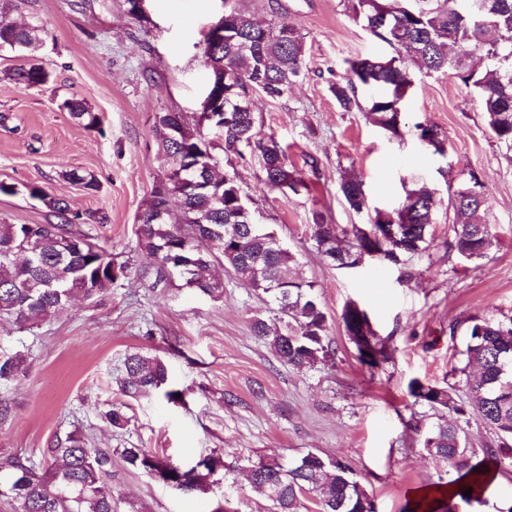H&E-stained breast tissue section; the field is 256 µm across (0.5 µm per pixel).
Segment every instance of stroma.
Here are the masks:
<instances>
[{"label": "stroma", "instance_id": "stroma-1", "mask_svg": "<svg viewBox=\"0 0 512 512\" xmlns=\"http://www.w3.org/2000/svg\"><path fill=\"white\" fill-rule=\"evenodd\" d=\"M232 6L245 17L284 21L305 37V68L278 99L256 95L259 137H274L307 185L299 193L268 188L256 152L222 161L235 171L248 207L261 215L296 257L290 271L312 283L328 319L333 361L299 372L280 363L253 336V318L268 317L266 301L214 265L224 294L211 299L180 279L161 280L137 244L136 216L167 171L155 115L181 113L196 124L209 74L202 64L208 26ZM147 20L126 0H0V20L43 22L47 32L33 56L0 49V224H46L53 214L31 198L28 185L65 199L80 213L77 232L111 252L125 273L95 302L76 299L51 320L20 326L0 320V348L27 351L28 373L0 385L12 413L0 424V462L79 432L96 448H146L181 467L223 452L230 468L208 492H183L112 460L117 512H270L247 473L259 458L292 466L311 451L348 462L378 512H404L414 491L453 480L426 457L423 435L438 417L414 402L408 384L450 385L466 398V328L480 316L512 317V162L489 131L477 94L453 75L412 67L414 84L392 139L365 113L343 111L330 87L347 60L393 56V49L347 14L343 0H145ZM37 64L48 84L19 89L15 68ZM83 101L98 114L97 131L79 125L58 104ZM438 125L445 154L422 145L415 125ZM95 175L98 192L66 179ZM352 172L370 208L400 207L408 190L434 193L437 208L427 247L393 264L366 260L339 268L317 250L314 213L350 229L367 214L350 210L338 191ZM477 174L485 191L484 221L496 236L473 262L451 247L450 197ZM365 310L388 350L378 366L361 363L342 322L347 303ZM160 356L170 387L184 399L153 395L124 400L117 387L128 352ZM124 404L127 428L104 418Z\"/></svg>", "mask_w": 512, "mask_h": 512}]
</instances>
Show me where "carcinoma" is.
Wrapping results in <instances>:
<instances>
[{
    "label": "carcinoma",
    "mask_w": 512,
    "mask_h": 512,
    "mask_svg": "<svg viewBox=\"0 0 512 512\" xmlns=\"http://www.w3.org/2000/svg\"><path fill=\"white\" fill-rule=\"evenodd\" d=\"M347 0L353 20L374 37L397 51L382 59L375 56L346 60L344 81L331 86L340 107L350 112L364 110L369 120L391 138L402 137L403 101L412 86L408 62L426 70L453 72L479 96L487 126L512 158V0H483V10L473 17L465 0ZM228 22L224 40L205 43L203 65L210 81L227 76L224 82V112L221 129L214 133L224 142L226 155L243 156L250 148L261 157L264 183L283 193L294 194L306 187L288 164L280 143L270 137L256 138L254 112L247 101L259 92L270 98L286 93L300 77L305 62L304 37L285 22L254 23L236 9L224 12ZM44 26L0 23V47L36 48ZM44 67L19 68L11 74L22 88L50 82ZM367 105H362L361 100ZM71 117L86 129L100 125L99 116L83 103L62 102ZM158 150L169 167L191 169L200 188L190 193L171 180L164 190L154 188L136 225L138 245L156 264L157 276L166 277L165 265L184 256L186 239L204 241L207 247L194 256L199 262L192 287L215 299L224 293L221 279L203 276L214 263L247 282L256 294L270 298L273 316L251 322L254 336L264 340L277 359L295 370L310 369L335 355L328 338V321L313 284L288 278L295 256L270 244L274 233L255 223L245 206L235 174L216 173L220 159L205 145L197 128H190L177 112L157 116ZM60 224H0V318L20 325H38L66 308L82 295L96 299L116 281L115 262L105 248L88 241L72 228L80 215H69V205L49 196L38 186L27 187ZM340 193L349 209H367L363 183L355 174L341 178ZM453 249L478 260L494 246L490 226L483 223V185L475 175L453 192ZM437 202L423 188L407 192L404 204L391 211H375L362 228L352 225L353 239L342 245L338 227L325 223L324 215H313L312 232L317 247L336 241L340 268H352L366 252L375 251L397 264L404 255L425 249ZM400 225L395 239L385 237V226ZM342 320L347 335L356 336L370 325L365 311L355 304L345 306ZM470 342L466 363L460 373L466 385L477 390L470 410L453 397L452 388L413 379L408 385L414 401L445 414L426 432L427 457L457 473L448 483L434 489L455 490L464 502L479 500L488 490L482 462H473L477 451L465 442L460 418L474 416L495 435V447L484 448L485 456L500 459L512 452V318L497 321L474 317L468 326ZM27 356L20 350L0 351V382H11L26 373ZM124 374L119 380L122 396L138 399L161 393L176 400L177 391L167 389L166 362L143 351L126 354ZM455 419L448 420L446 415ZM48 461L42 470L29 465L30 458L16 455L0 467V497L14 512H116L112 489V457L118 456L134 470H165L162 483L184 491L206 492L224 474L223 453L212 451L185 469L147 448H93L72 432L47 448L39 449ZM252 486L271 502L273 512H302L303 499L311 496L318 512H377L374 498L354 471L337 458L309 452L292 467L276 459H259L253 465ZM472 489L471 496L464 491Z\"/></svg>",
    "instance_id": "1"
}]
</instances>
